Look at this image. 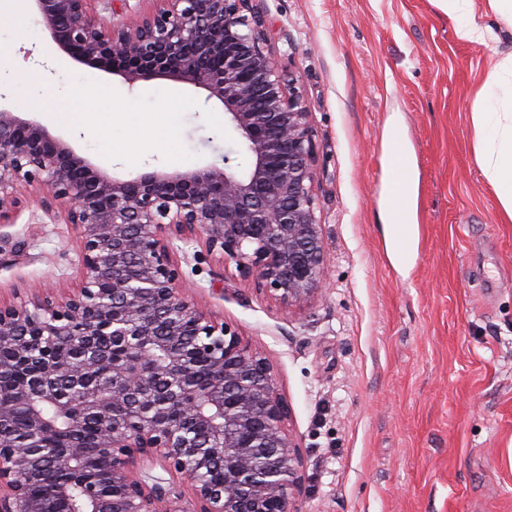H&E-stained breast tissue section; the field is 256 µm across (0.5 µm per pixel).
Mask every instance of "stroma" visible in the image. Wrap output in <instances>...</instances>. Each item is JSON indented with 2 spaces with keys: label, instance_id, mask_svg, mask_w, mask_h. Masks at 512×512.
Masks as SVG:
<instances>
[{
  "label": "stroma",
  "instance_id": "obj_1",
  "mask_svg": "<svg viewBox=\"0 0 512 512\" xmlns=\"http://www.w3.org/2000/svg\"><path fill=\"white\" fill-rule=\"evenodd\" d=\"M271 47L312 112L327 283L285 308L234 264L180 244L182 292L262 350L301 443V512H512V221L474 155L470 113L511 43L460 40L433 0H253ZM36 87L44 109L20 101ZM87 95L111 127L76 128L49 109ZM0 102L118 179L223 167L242 158L224 108L204 90L76 62L38 15L0 20ZM135 125H126V113ZM397 124L388 143L384 130ZM170 140L152 142L159 127ZM410 161L417 220L396 261L382 231L385 170ZM73 225L35 201L0 224V302L75 288Z\"/></svg>",
  "mask_w": 512,
  "mask_h": 512
}]
</instances>
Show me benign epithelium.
Listing matches in <instances>:
<instances>
[{"label": "benign epithelium", "instance_id": "obj_1", "mask_svg": "<svg viewBox=\"0 0 512 512\" xmlns=\"http://www.w3.org/2000/svg\"><path fill=\"white\" fill-rule=\"evenodd\" d=\"M58 48L133 86L167 78L224 106L248 156L224 168L152 172L129 180L96 168L33 119L0 107V223L24 195H41L75 225L81 288L58 301L0 305V373L34 349L48 362L16 377L0 398V425L27 409L34 433L57 429L50 402L77 431L100 422L91 456L68 441L48 459L64 471L108 467L111 489L89 481L48 502L29 492L37 445L0 437V512H177L171 492L137 472L159 462L193 496L190 512H300V444L285 429L288 405L265 354L212 321L179 288L172 235L198 240L233 263L260 293L287 307L310 303L325 283V245L312 112L285 77L250 0H149L122 23L101 15L112 0H31ZM107 330L112 345L99 341ZM74 336L75 352L58 346ZM195 338L190 348L185 337ZM213 374L192 384L196 358ZM78 399L56 386L60 372ZM180 410L174 423L169 407ZM224 479H210L215 466Z\"/></svg>", "mask_w": 512, "mask_h": 512}]
</instances>
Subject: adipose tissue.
<instances>
[{"label": "adipose tissue", "instance_id": "adipose-tissue-1", "mask_svg": "<svg viewBox=\"0 0 512 512\" xmlns=\"http://www.w3.org/2000/svg\"><path fill=\"white\" fill-rule=\"evenodd\" d=\"M500 23L492 27L475 20L474 0H435L456 20L459 39L487 44L512 36V0H486ZM476 162L495 191L502 213L512 220V55L501 60L479 89L471 114Z\"/></svg>", "mask_w": 512, "mask_h": 512}]
</instances>
